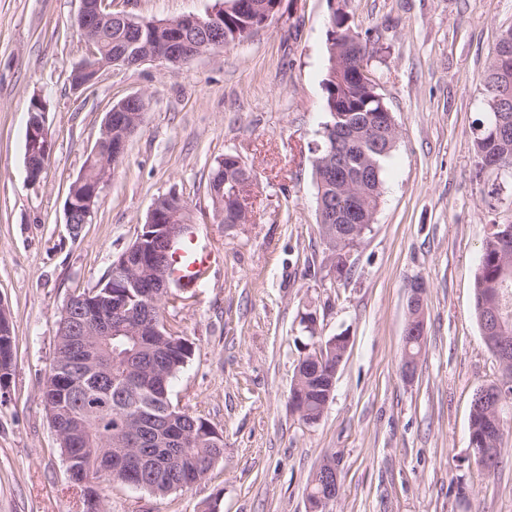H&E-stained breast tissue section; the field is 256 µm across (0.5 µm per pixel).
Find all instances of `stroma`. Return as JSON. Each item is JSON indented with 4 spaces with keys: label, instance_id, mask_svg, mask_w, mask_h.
<instances>
[{
    "label": "stroma",
    "instance_id": "1",
    "mask_svg": "<svg viewBox=\"0 0 512 512\" xmlns=\"http://www.w3.org/2000/svg\"><path fill=\"white\" fill-rule=\"evenodd\" d=\"M216 0H106L156 20L203 15ZM78 0H0V304L16 336L0 386V512H82L40 388L70 294L96 287L136 239L158 197L187 201L202 243L219 250L196 293L163 307L193 346L171 399L224 436V455L194 486L158 498L101 480L105 512H309L306 485L335 456L340 495L326 512H512V434L486 473L468 450L477 389L501 382L474 312L488 229L512 224L474 152L482 76L512 0H281L251 39L179 71L158 62L106 70L73 90L87 55ZM371 36L378 91L396 138L379 205L336 280L319 234L312 167L325 109L336 9ZM148 101L93 223L67 224V189L113 105ZM49 105L52 150L30 183L29 104ZM251 171V219L214 217L209 175L224 154ZM424 287L426 339L413 380L400 373L407 301ZM350 338L321 420L302 422L289 393L308 341Z\"/></svg>",
    "mask_w": 512,
    "mask_h": 512
}]
</instances>
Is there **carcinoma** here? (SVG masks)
I'll return each instance as SVG.
<instances>
[{"label":"carcinoma","instance_id":"cac0c4a2","mask_svg":"<svg viewBox=\"0 0 512 512\" xmlns=\"http://www.w3.org/2000/svg\"><path fill=\"white\" fill-rule=\"evenodd\" d=\"M237 0H218L217 10L224 25L223 46L242 43L253 33V27L262 23L264 11L280 4V0H267L255 11L236 9ZM346 16L336 13L329 31V62L323 89L325 92L328 122L340 124L357 131V140L347 146L352 159L349 182H338L331 176L336 163V146L333 130L322 132V145L313 167L317 184V199L323 200L326 211L318 222L319 233L330 253L331 270L336 278L350 276L354 262L341 260L342 251L363 237V230L372 223L381 195V173L395 138L394 121L380 122L388 113L378 93L377 83L361 84L351 73L357 52L372 59L374 46L370 38L354 42L345 26ZM127 28L114 22L98 32V52L103 55L124 45ZM474 140L476 157H495L512 168V139L499 135L492 122H482ZM239 156L226 154L216 160L210 175L209 187L224 186V191L214 202L215 212L222 224L243 223L246 204L239 202L235 187L247 180L250 172L238 165ZM84 181H73L68 194L81 199L89 194L98 176L96 163H85ZM358 201L356 214L348 219L342 210L350 198ZM499 228L489 233L480 260L474 284V311L481 318L482 309L500 299L507 329L512 333V252L501 253L495 247ZM162 335L155 337L153 348L139 351V341L127 334L110 340L108 352L112 358L110 376L102 382L88 378L72 388L44 381L40 390L42 401L78 402L91 399L95 408L85 415L88 433L77 439L71 451L78 464L93 469L98 464L117 462L110 480L130 484L148 493L163 497L186 487L191 479H202L215 460L224 455V436L205 429L206 420L194 416L174 405L170 395L155 392L139 382V377L150 367L157 369L171 384L177 372L192 354L188 339L177 336L160 324ZM336 337L313 342V350L301 361L297 384L291 386L290 397L296 400L293 410L303 422L322 417L326 408L325 375L336 368ZM15 335L9 314L0 317V359L14 360ZM165 414L175 424L188 431L189 437L180 454L159 460L151 468L135 460L137 453L147 448L165 447L164 436L145 429L151 417ZM490 413L484 407L474 406L470 413L469 448L476 461L491 470L498 462L489 463L479 455L481 448H498L503 435L489 431Z\"/></svg>","mask_w":512,"mask_h":512}]
</instances>
